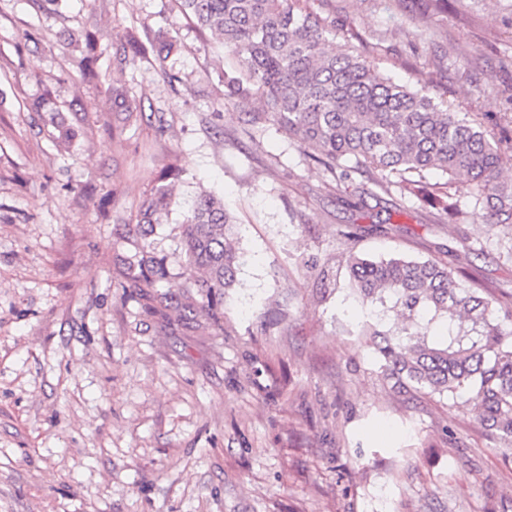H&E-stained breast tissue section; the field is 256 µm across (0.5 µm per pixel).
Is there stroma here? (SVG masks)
I'll return each mask as SVG.
<instances>
[{
	"label": "stroma",
	"mask_w": 512,
	"mask_h": 512,
	"mask_svg": "<svg viewBox=\"0 0 512 512\" xmlns=\"http://www.w3.org/2000/svg\"><path fill=\"white\" fill-rule=\"evenodd\" d=\"M309 0L367 63L512 138V0ZM180 45L170 83L148 45ZM97 33L101 81L83 78ZM77 41H70V34ZM146 50L123 70L113 45ZM230 62L174 0H0V512H512V444L465 396L393 389L358 330L353 254L435 259L512 290L506 240L465 177L459 215L346 182L256 101H225ZM162 126L113 133L106 90ZM50 97L54 112L27 101ZM70 124L71 137L57 127ZM177 166L152 250L179 273L181 223L211 191L237 219L224 328L193 288H130L120 222Z\"/></svg>",
	"instance_id": "obj_1"
}]
</instances>
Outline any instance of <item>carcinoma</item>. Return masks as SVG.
<instances>
[{
  "label": "carcinoma",
  "mask_w": 512,
  "mask_h": 512,
  "mask_svg": "<svg viewBox=\"0 0 512 512\" xmlns=\"http://www.w3.org/2000/svg\"><path fill=\"white\" fill-rule=\"evenodd\" d=\"M181 12L224 39L234 65L224 71V99L258 98L263 110L248 124L271 122L297 139L309 159L342 180L352 172L395 174L434 208L453 217L457 204L447 191H431L426 174L436 171L452 185L468 178L470 193L488 210V224L512 228V141L497 139L484 118L461 112L423 89L395 83L370 67L348 44H336L326 19L305 0H177ZM98 37L84 35L80 66L100 79ZM157 59L177 53L166 36L156 38ZM141 55L130 40L113 53L114 64L135 66ZM112 111L121 123L143 121L142 109L112 88ZM173 165L140 203L126 234L145 237L168 216ZM234 217L224 199L198 196L185 216L180 288H196L200 308L215 330L224 329V295L236 282L239 256L230 243ZM129 288L170 282L167 260L147 245L125 258ZM355 290L370 306L372 322L360 335L374 347L380 373L404 392L452 397L470 393V411L487 432L512 441V292L485 298L438 261L393 256H352ZM203 276H197L198 271Z\"/></svg>",
  "instance_id": "obj_1"
}]
</instances>
